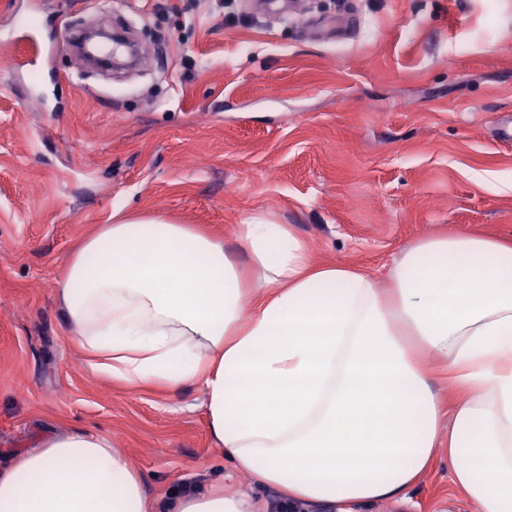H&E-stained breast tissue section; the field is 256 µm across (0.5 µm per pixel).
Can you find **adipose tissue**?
<instances>
[{"label":"adipose tissue","mask_w":512,"mask_h":512,"mask_svg":"<svg viewBox=\"0 0 512 512\" xmlns=\"http://www.w3.org/2000/svg\"><path fill=\"white\" fill-rule=\"evenodd\" d=\"M244 254L188 224L114 210L58 297L93 370L204 390L233 467L300 502L405 496L447 444L475 512H512V243L422 239L376 274L312 260L291 225L235 227ZM459 386L443 405L426 371ZM222 489L164 504L109 438L48 434L0 465V512H249Z\"/></svg>","instance_id":"adipose-tissue-1"}]
</instances>
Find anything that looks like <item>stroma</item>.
I'll return each mask as SVG.
<instances>
[{
	"label": "stroma",
	"instance_id": "stroma-1",
	"mask_svg": "<svg viewBox=\"0 0 512 512\" xmlns=\"http://www.w3.org/2000/svg\"><path fill=\"white\" fill-rule=\"evenodd\" d=\"M77 20L146 21L141 71L90 72L62 38ZM510 123L512 0H0V462L83 428L158 499L220 481L269 512L282 494L215 447L200 386L128 387L69 340L72 252L116 208L232 255L267 217L353 268L447 233L511 241ZM451 469L440 449L357 512H474Z\"/></svg>",
	"mask_w": 512,
	"mask_h": 512
}]
</instances>
